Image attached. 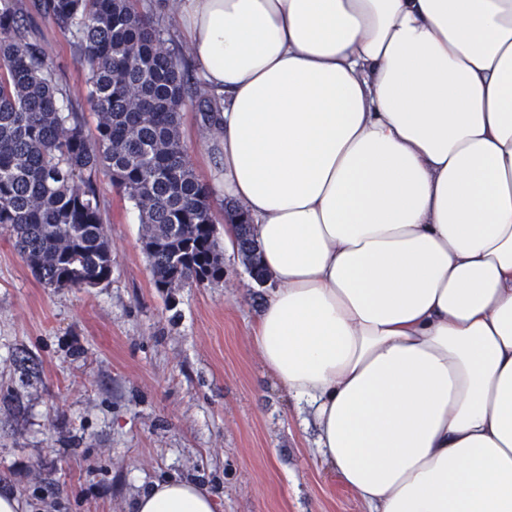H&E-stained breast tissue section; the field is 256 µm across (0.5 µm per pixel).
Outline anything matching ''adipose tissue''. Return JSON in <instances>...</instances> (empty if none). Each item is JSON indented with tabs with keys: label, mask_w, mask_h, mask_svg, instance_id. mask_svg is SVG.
<instances>
[{
	"label": "adipose tissue",
	"mask_w": 512,
	"mask_h": 512,
	"mask_svg": "<svg viewBox=\"0 0 512 512\" xmlns=\"http://www.w3.org/2000/svg\"><path fill=\"white\" fill-rule=\"evenodd\" d=\"M264 368L368 512H512V0H177ZM153 482L135 512H215Z\"/></svg>",
	"instance_id": "obj_1"
}]
</instances>
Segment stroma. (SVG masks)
Segmentation results:
<instances>
[{"label":"stroma","instance_id":"1","mask_svg":"<svg viewBox=\"0 0 512 512\" xmlns=\"http://www.w3.org/2000/svg\"><path fill=\"white\" fill-rule=\"evenodd\" d=\"M33 40L83 103L79 54L23 0ZM206 108L186 99L181 139L202 182L219 163ZM112 279L47 288L0 226V491L27 512H134L166 477L206 486L217 512H367L315 446L309 413L250 344L262 299L244 260L165 294L140 247V212L96 177Z\"/></svg>","mask_w":512,"mask_h":512}]
</instances>
